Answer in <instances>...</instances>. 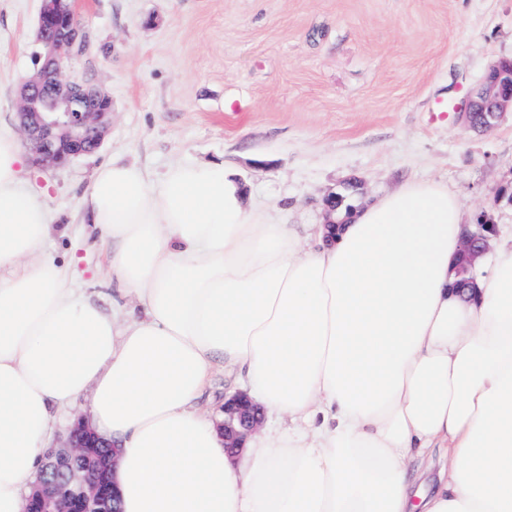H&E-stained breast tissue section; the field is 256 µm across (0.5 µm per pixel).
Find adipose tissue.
Masks as SVG:
<instances>
[{"mask_svg": "<svg viewBox=\"0 0 512 512\" xmlns=\"http://www.w3.org/2000/svg\"><path fill=\"white\" fill-rule=\"evenodd\" d=\"M24 168L0 135V512H24L54 414L84 396L121 512H512V238L462 300L447 186L406 183L307 248L223 166L157 180L113 156L83 212L143 308L122 320L34 260L50 220ZM218 360L279 423L234 461L198 405ZM436 448L424 492L407 463Z\"/></svg>", "mask_w": 512, "mask_h": 512, "instance_id": "ef3b65f1", "label": "adipose tissue"}]
</instances>
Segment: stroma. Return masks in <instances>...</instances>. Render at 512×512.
Here are the masks:
<instances>
[{
  "label": "stroma",
  "mask_w": 512,
  "mask_h": 512,
  "mask_svg": "<svg viewBox=\"0 0 512 512\" xmlns=\"http://www.w3.org/2000/svg\"><path fill=\"white\" fill-rule=\"evenodd\" d=\"M40 4L0 0V132L16 138ZM78 19L89 46L63 77H93L110 97L103 143L23 177L51 217L35 259L67 269L104 308L111 273L82 200L115 154L156 178L224 165L272 223H323L326 196L349 182L360 208L413 180L448 185L466 223L512 234V197L499 193L512 187V115L480 131L433 117L512 57V0H81ZM237 388L215 363L201 410L222 420Z\"/></svg>",
  "instance_id": "35a3bbf8"
}]
</instances>
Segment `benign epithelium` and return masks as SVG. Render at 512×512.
Segmentation results:
<instances>
[{"instance_id": "benign-epithelium-1", "label": "benign epithelium", "mask_w": 512, "mask_h": 512, "mask_svg": "<svg viewBox=\"0 0 512 512\" xmlns=\"http://www.w3.org/2000/svg\"><path fill=\"white\" fill-rule=\"evenodd\" d=\"M36 39L42 45L40 67L21 79L18 88L19 126L32 150L35 164L62 167L72 160L97 150L104 138L112 101L89 78L64 82L61 72L67 62L83 53L88 38L77 19L74 0H42L36 27ZM500 86L482 85L476 96L460 113L461 122L474 126V114L488 113L479 125L484 130L495 125L505 113L512 112V62L502 73ZM492 227L465 225L463 247L454 267L458 290L476 288L477 260L489 250L488 233ZM259 423L258 409L241 394L224 401V448L232 453L242 447L245 434ZM109 444L84 424L70 431L68 446L47 454L45 468L62 475L58 479H38L29 499L27 512H120L114 491L115 459L93 466L85 461L97 448Z\"/></svg>"}]
</instances>
